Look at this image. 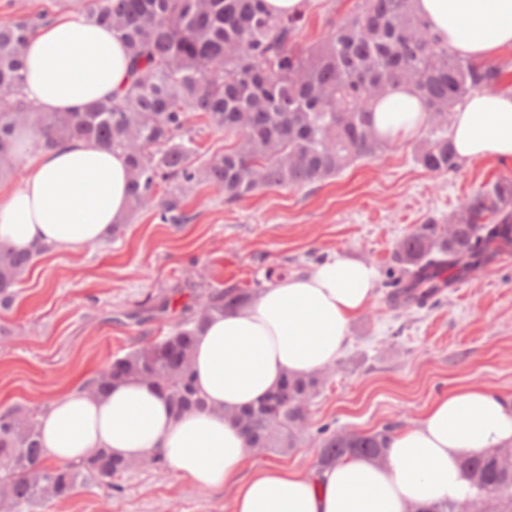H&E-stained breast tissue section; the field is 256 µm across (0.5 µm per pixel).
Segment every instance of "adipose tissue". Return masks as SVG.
Returning <instances> with one entry per match:
<instances>
[{
	"label": "adipose tissue",
	"mask_w": 512,
	"mask_h": 512,
	"mask_svg": "<svg viewBox=\"0 0 512 512\" xmlns=\"http://www.w3.org/2000/svg\"><path fill=\"white\" fill-rule=\"evenodd\" d=\"M415 8L460 56L484 61L512 51V0H415ZM23 71L25 91L41 111L76 112L123 92L129 58L117 31L61 15L30 38ZM426 120L407 87L374 108L384 138H414ZM450 136L463 162L512 160V91L467 97L453 112ZM37 138L31 127L17 133L27 158L18 184H0V241L23 251L107 242L129 210L125 155L87 140L34 153ZM377 280L372 264L338 257L280 278L208 320L192 355L204 410L175 415L156 387L137 381L99 395L81 387L63 393L38 413L47 459L76 461L99 448L133 461L158 453L196 487L232 488V512H431L464 498L471 491L465 459L512 445V400L492 390L453 388L390 434L384 461L346 456L319 474L278 463L253 466L251 448L226 417L284 375L332 366Z\"/></svg>",
	"instance_id": "ef3b65f1"
}]
</instances>
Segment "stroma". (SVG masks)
I'll use <instances>...</instances> for the list:
<instances>
[{
	"mask_svg": "<svg viewBox=\"0 0 512 512\" xmlns=\"http://www.w3.org/2000/svg\"><path fill=\"white\" fill-rule=\"evenodd\" d=\"M355 0H307L297 48L320 43ZM48 12L72 13L68 0H0V24ZM399 141L342 176L303 189L260 192L228 206L215 188H186L189 221L160 223L145 208L121 235L79 251L41 255L0 309V411L39 409L116 357L164 338L206 292L260 289L268 273H304L335 257L394 265L397 241L426 217L461 208L497 175L484 158L448 175L414 160ZM385 285L350 323L344 354L325 372L308 427L288 452L253 453L255 465L313 469L318 431L398 430L449 389L484 386L512 396V259L457 284L420 310L392 308ZM113 494L82 487L42 512H231L232 492L206 491L149 463L123 475Z\"/></svg>",
	"mask_w": 512,
	"mask_h": 512,
	"instance_id": "stroma-1",
	"label": "stroma"
}]
</instances>
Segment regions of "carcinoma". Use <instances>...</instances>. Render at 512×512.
Listing matches in <instances>:
<instances>
[{"mask_svg": "<svg viewBox=\"0 0 512 512\" xmlns=\"http://www.w3.org/2000/svg\"><path fill=\"white\" fill-rule=\"evenodd\" d=\"M79 16L121 33L130 81L123 93L84 112H43L25 95L23 52L42 25L38 14L0 25V177L21 156L17 128L31 126L33 150L63 141L96 140L122 151L131 173L129 215L151 207L162 224L189 220L183 189L214 185L224 204L257 192L306 188L380 155L389 142L374 132L373 107L400 86L414 89L428 112L427 134L415 161L447 176L461 168L449 135L454 108L470 94L497 88L512 62H476L453 53L419 16L414 0H356L353 10L315 48L295 49L304 14L275 16L265 0H77ZM232 144L210 155L192 121ZM176 183L158 195L162 183ZM512 245V178L482 185L460 209L428 218L396 244L388 279L394 307L422 309L494 262ZM35 256L0 243V309H10L16 286ZM250 288L215 289L160 341L115 359L88 385L99 394L137 380L157 387L180 415L206 408L194 385L192 348L208 317L242 305ZM321 374L287 375L252 406L225 417L250 447L294 448L308 419ZM38 410L0 412V512H35L69 498L80 484L107 494L137 465L99 449L61 465L44 458ZM390 430H320L316 469L346 455L384 459ZM473 493L431 512H512V448H493L465 462Z\"/></svg>", "mask_w": 512, "mask_h": 512, "instance_id": "1", "label": "carcinoma"}]
</instances>
